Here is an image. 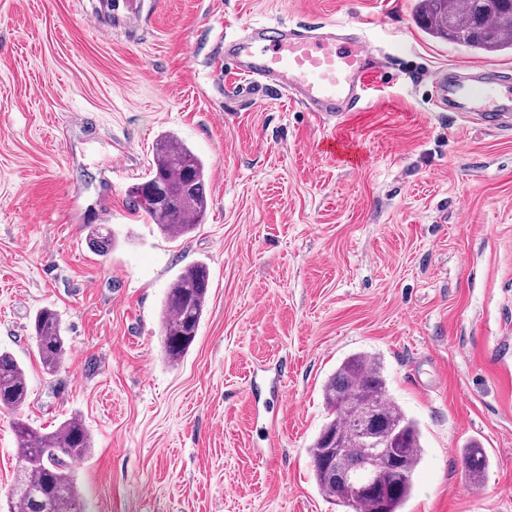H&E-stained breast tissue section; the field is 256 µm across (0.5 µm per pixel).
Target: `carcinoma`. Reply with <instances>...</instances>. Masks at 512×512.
I'll use <instances>...</instances> for the list:
<instances>
[{"label":"carcinoma","mask_w":512,"mask_h":512,"mask_svg":"<svg viewBox=\"0 0 512 512\" xmlns=\"http://www.w3.org/2000/svg\"><path fill=\"white\" fill-rule=\"evenodd\" d=\"M418 15L427 33L459 46L494 54L512 51V0H420ZM168 192L148 202L157 189ZM135 211L149 216L169 239L182 238L203 223L208 207L206 164L173 134L156 142L146 181L130 190ZM92 246L100 253L114 242L111 230H92ZM209 292V270L197 262L184 267L167 289L160 311V333L167 361L180 363L194 343ZM34 338L43 368L56 371L67 352V340L55 311L40 310L33 321ZM328 421L308 448L318 488L354 512H403L412 496L422 458V433L417 422L393 402L380 361L358 352L346 357L323 385ZM28 398L26 372L8 351H0V408L15 410ZM369 408L379 411L377 431L388 437L382 448H365L356 425ZM19 449L20 480L12 493L13 512H85L72 464L85 459L93 440L82 418L72 415L54 430L43 432L28 420L12 423ZM469 480L482 482L489 457L470 443L461 450ZM373 458L369 491L350 501L336 482V472L365 478L362 465Z\"/></svg>","instance_id":"obj_1"}]
</instances>
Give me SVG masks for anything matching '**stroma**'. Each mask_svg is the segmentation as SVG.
I'll return each mask as SVG.
<instances>
[{
	"instance_id": "1",
	"label": "stroma",
	"mask_w": 512,
	"mask_h": 512,
	"mask_svg": "<svg viewBox=\"0 0 512 512\" xmlns=\"http://www.w3.org/2000/svg\"><path fill=\"white\" fill-rule=\"evenodd\" d=\"M418 0H0V350L24 366L0 409V512L17 477L15 416L79 414L88 512H351L319 491L307 448L347 356L381 357L423 456L405 512H512V128L434 103L441 69H510L431 37ZM256 21L360 28L382 75L327 120L275 86L224 91L221 46ZM208 167L188 236L131 212L158 137ZM353 146L357 162L327 152ZM110 225L111 251L89 243ZM205 263L195 342L164 359L160 307ZM58 314L54 373L32 323ZM485 447L481 485L466 444ZM461 455L465 473L469 480L473 484L482 482L490 463L485 448H479L473 443H470L467 444L465 448H462Z\"/></svg>"
}]
</instances>
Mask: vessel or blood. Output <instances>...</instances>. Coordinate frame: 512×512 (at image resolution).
<instances>
[{
	"instance_id": "obj_1",
	"label": "vessel or blood",
	"mask_w": 512,
	"mask_h": 512,
	"mask_svg": "<svg viewBox=\"0 0 512 512\" xmlns=\"http://www.w3.org/2000/svg\"><path fill=\"white\" fill-rule=\"evenodd\" d=\"M220 64L290 93L307 111L339 118L377 80L376 54L358 34L313 33L284 22H258L224 44ZM445 106L469 104L483 126H512V74L500 70L440 71L434 78Z\"/></svg>"
}]
</instances>
